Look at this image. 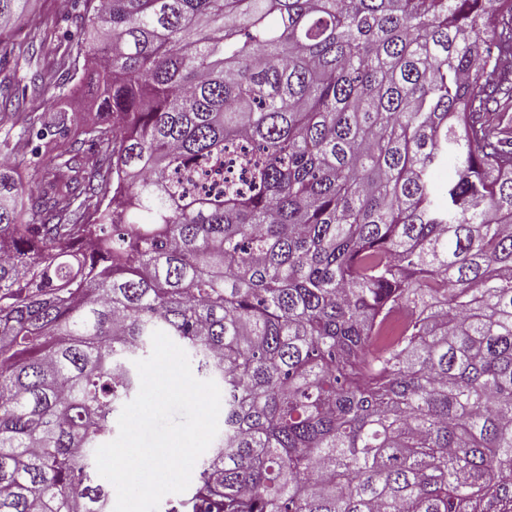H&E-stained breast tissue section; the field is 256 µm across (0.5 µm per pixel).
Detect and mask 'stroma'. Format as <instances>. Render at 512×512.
<instances>
[{"instance_id": "1", "label": "stroma", "mask_w": 512, "mask_h": 512, "mask_svg": "<svg viewBox=\"0 0 512 512\" xmlns=\"http://www.w3.org/2000/svg\"><path fill=\"white\" fill-rule=\"evenodd\" d=\"M75 31L74 9H60L58 0H29L26 13L0 38L10 50L7 58L0 61V88L26 96L22 111L0 122V140H7L15 172L26 186L32 183L28 169L32 143L24 133L25 113L47 112L62 104L83 124H93L97 119L96 106L91 99L77 96L63 99L52 86L37 94L27 90L32 73L50 68Z\"/></svg>"}]
</instances>
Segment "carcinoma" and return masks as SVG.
I'll use <instances>...</instances> for the list:
<instances>
[{
  "label": "carcinoma",
  "mask_w": 512,
  "mask_h": 512,
  "mask_svg": "<svg viewBox=\"0 0 512 512\" xmlns=\"http://www.w3.org/2000/svg\"><path fill=\"white\" fill-rule=\"evenodd\" d=\"M78 18L50 80L103 119L29 113L36 190L0 161V512H112L155 330L224 388L166 512H512V0Z\"/></svg>",
  "instance_id": "1"
}]
</instances>
